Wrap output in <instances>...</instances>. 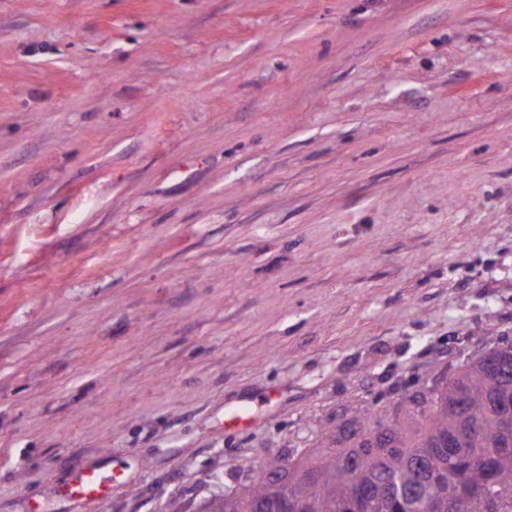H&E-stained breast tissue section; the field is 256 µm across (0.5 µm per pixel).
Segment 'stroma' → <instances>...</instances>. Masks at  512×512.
<instances>
[{"mask_svg": "<svg viewBox=\"0 0 512 512\" xmlns=\"http://www.w3.org/2000/svg\"><path fill=\"white\" fill-rule=\"evenodd\" d=\"M507 342L512 0H0V512H195ZM108 482L95 471H86L81 474L73 490L76 497H96L104 494L108 489Z\"/></svg>", "mask_w": 512, "mask_h": 512, "instance_id": "stroma-1", "label": "stroma"}]
</instances>
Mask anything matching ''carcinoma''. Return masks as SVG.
<instances>
[{"mask_svg":"<svg viewBox=\"0 0 512 512\" xmlns=\"http://www.w3.org/2000/svg\"><path fill=\"white\" fill-rule=\"evenodd\" d=\"M325 435L309 462L273 458L196 512H512V343Z\"/></svg>","mask_w":512,"mask_h":512,"instance_id":"cac0c4a2","label":"carcinoma"}]
</instances>
